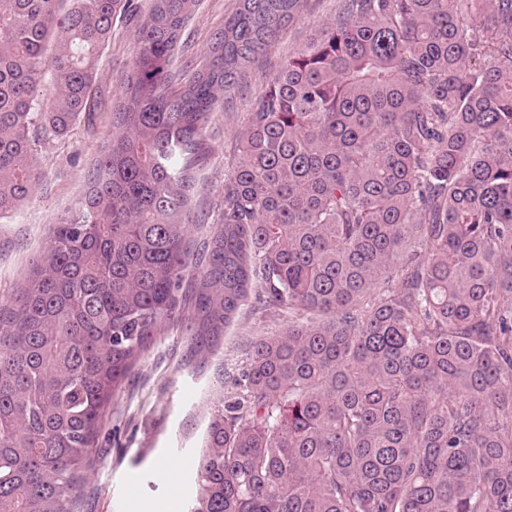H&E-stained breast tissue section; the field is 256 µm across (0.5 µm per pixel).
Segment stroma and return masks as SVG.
<instances>
[{
	"instance_id": "35a3bbf8",
	"label": "stroma",
	"mask_w": 512,
	"mask_h": 512,
	"mask_svg": "<svg viewBox=\"0 0 512 512\" xmlns=\"http://www.w3.org/2000/svg\"><path fill=\"white\" fill-rule=\"evenodd\" d=\"M338 0H308L302 14L247 68L218 104L207 129L211 153L196 173L190 229L202 256L221 222L224 179L237 157V135L252 100L289 55L305 49L336 14ZM237 0H202L182 37L175 65L183 77L205 66L215 33ZM136 19L117 22L93 85L95 108L62 137L42 141L34 154L40 179L15 212L0 219V305H10L29 265L48 246L52 230L85 194L96 159L112 138V114L125 98L135 66ZM287 310L248 301L224 330L217 348L190 353L183 324L168 326L125 378L85 467L77 512H186L194 494L195 455L208 416L242 395L238 383L251 344L287 325Z\"/></svg>"
}]
</instances>
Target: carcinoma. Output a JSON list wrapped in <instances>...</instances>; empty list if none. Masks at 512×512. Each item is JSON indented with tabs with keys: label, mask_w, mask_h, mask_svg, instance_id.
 I'll use <instances>...</instances> for the list:
<instances>
[{
	"label": "carcinoma",
	"mask_w": 512,
	"mask_h": 512,
	"mask_svg": "<svg viewBox=\"0 0 512 512\" xmlns=\"http://www.w3.org/2000/svg\"><path fill=\"white\" fill-rule=\"evenodd\" d=\"M200 2L151 0L89 190L0 312V512H74L154 337L211 351L257 285L299 318L210 413L187 512H512V0H341L251 103L188 297L215 104L306 4L238 0L182 83ZM138 10L0 0V218Z\"/></svg>",
	"instance_id": "1"
}]
</instances>
